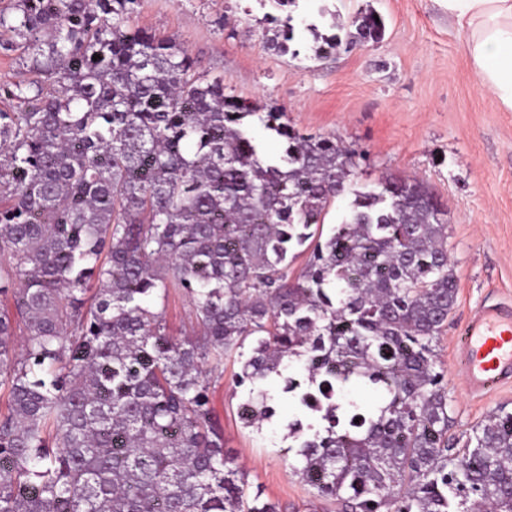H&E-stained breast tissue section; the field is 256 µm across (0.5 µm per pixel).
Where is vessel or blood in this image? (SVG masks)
Here are the masks:
<instances>
[{"instance_id":"obj_1","label":"vessel or blood","mask_w":512,"mask_h":512,"mask_svg":"<svg viewBox=\"0 0 512 512\" xmlns=\"http://www.w3.org/2000/svg\"><path fill=\"white\" fill-rule=\"evenodd\" d=\"M459 346L472 392L512 379V310L495 305L480 309L467 322Z\"/></svg>"}]
</instances>
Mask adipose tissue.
Segmentation results:
<instances>
[{"instance_id":"ef3b65f1","label":"adipose tissue","mask_w":512,"mask_h":512,"mask_svg":"<svg viewBox=\"0 0 512 512\" xmlns=\"http://www.w3.org/2000/svg\"><path fill=\"white\" fill-rule=\"evenodd\" d=\"M482 90L512 112V0H444Z\"/></svg>"}]
</instances>
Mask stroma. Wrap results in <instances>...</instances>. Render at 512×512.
<instances>
[{
	"label": "stroma",
	"instance_id": "stroma-1",
	"mask_svg": "<svg viewBox=\"0 0 512 512\" xmlns=\"http://www.w3.org/2000/svg\"><path fill=\"white\" fill-rule=\"evenodd\" d=\"M326 6L350 21L375 10L385 23L376 43L340 48L317 61L274 50L261 0H139L133 20L150 33L173 37L199 70L220 75L231 92L281 108L300 133L336 137L365 155L357 187L385 173L427 182L448 212V255L457 282L455 305L435 342L445 375L451 436L497 411L512 412V382L476 395L466 385L458 338L482 307L512 306V112L482 91L463 49L464 34L442 0H298L295 41H312L308 24ZM241 364L224 361L210 398L224 426V451L246 475L247 496L283 512H338L318 498L288 465L285 424L294 410L280 405L261 428L238 417L246 388Z\"/></svg>",
	"mask_w": 512,
	"mask_h": 512
}]
</instances>
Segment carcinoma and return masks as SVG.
Masks as SVG:
<instances>
[{"instance_id": "1", "label": "carcinoma", "mask_w": 512, "mask_h": 512, "mask_svg": "<svg viewBox=\"0 0 512 512\" xmlns=\"http://www.w3.org/2000/svg\"><path fill=\"white\" fill-rule=\"evenodd\" d=\"M136 3L0 6V52L32 75L0 83V512H281L247 500L210 406L208 376L235 352L241 421L271 419L265 384L283 379L295 474L343 512H512V412L461 448L448 436L444 205L415 178L356 188L361 156L226 93L137 28ZM374 15L311 26L313 58L380 41ZM271 20L272 45L299 55L292 16ZM171 285L190 336L155 310ZM352 199L353 197L351 195H346L336 198L331 204L325 216L322 239L326 238L331 233V229L334 225L339 223L345 213L349 211Z\"/></svg>"}]
</instances>
